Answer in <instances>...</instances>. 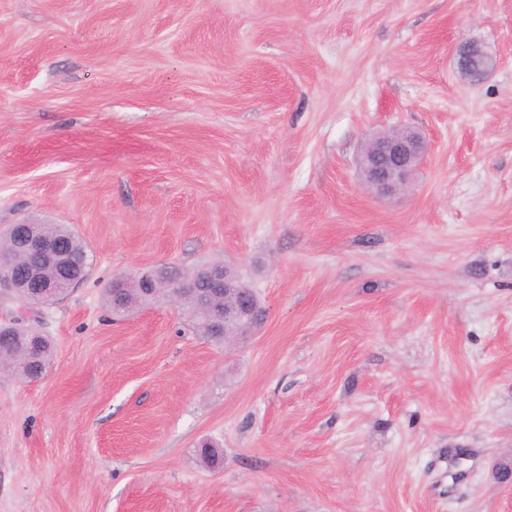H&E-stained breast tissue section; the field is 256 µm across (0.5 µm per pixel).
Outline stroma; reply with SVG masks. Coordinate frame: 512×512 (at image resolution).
<instances>
[{
  "label": "stroma",
  "mask_w": 512,
  "mask_h": 512,
  "mask_svg": "<svg viewBox=\"0 0 512 512\" xmlns=\"http://www.w3.org/2000/svg\"><path fill=\"white\" fill-rule=\"evenodd\" d=\"M404 127L431 151L376 198ZM32 222L89 273L0 377V512H512V0H0V231ZM214 261L267 309L234 348L104 305ZM458 69L472 84L480 83L495 66L494 60L473 42H461L455 48ZM426 154L427 144L415 131L379 133L368 140L360 157L363 181L379 198L404 193ZM125 278L127 279L125 288H118L116 291L112 288L113 282L116 283L120 280V276H117L103 292L104 301L114 314H128L148 303L139 284L133 279H129L128 274ZM2 328V326H1ZM26 329L4 327L0 331V369L15 378L38 380L46 372L53 357V345L48 337L42 338L38 350L30 347Z\"/></svg>",
  "instance_id": "35a3bbf8"
}]
</instances>
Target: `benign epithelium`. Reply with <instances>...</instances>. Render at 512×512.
<instances>
[{"instance_id":"obj_1","label":"benign epithelium","mask_w":512,"mask_h":512,"mask_svg":"<svg viewBox=\"0 0 512 512\" xmlns=\"http://www.w3.org/2000/svg\"><path fill=\"white\" fill-rule=\"evenodd\" d=\"M458 69L468 81L480 83L495 66L494 60L473 42H461L455 48ZM427 154V144L415 131L406 133L383 132L368 140L364 154L360 157V169L365 185L378 197L389 198L405 192L411 174L421 165ZM11 251L33 253L40 259L56 263L58 275L72 285L81 283L87 276L86 269L72 260L67 246L60 242L28 239L23 242L11 241ZM20 276L19 268L10 256L0 252V298H12L11 289ZM145 296L151 300L166 292L176 298L186 286L173 278H155L141 271L135 273ZM41 303L33 308H17L26 314L30 322L28 330L36 333L31 322L36 320L41 309L54 304L55 280L43 278L39 284ZM251 310L236 300L224 299V309L216 313L208 328V333L224 337V344L239 342L256 335V325L250 317Z\"/></svg>"}]
</instances>
